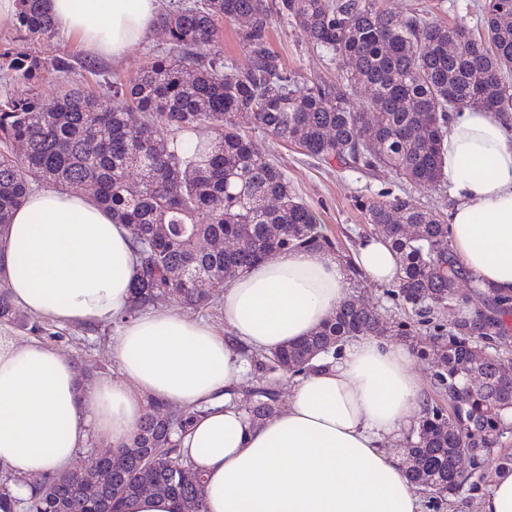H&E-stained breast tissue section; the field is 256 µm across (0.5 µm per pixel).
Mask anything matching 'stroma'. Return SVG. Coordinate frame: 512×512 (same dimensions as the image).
Listing matches in <instances>:
<instances>
[{"label": "stroma", "instance_id": "1", "mask_svg": "<svg viewBox=\"0 0 512 512\" xmlns=\"http://www.w3.org/2000/svg\"><path fill=\"white\" fill-rule=\"evenodd\" d=\"M479 0H386L392 11L409 12L431 10L441 22L451 27H465L473 35H482L478 22ZM269 43L289 71L307 79H335L338 69L330 55L313 46L300 28L273 18ZM167 46L163 30H155L147 40L131 47L118 61L97 59L100 76L133 78L139 69L155 54ZM10 47L29 54L39 62L34 87L44 103H51L58 95L66 76L54 65L57 57L69 58L74 71L71 76L82 80L89 90L99 88V76L90 75L82 67L88 55L72 38L57 35L51 39H33L17 25H0V48ZM234 122L245 134L269 154L270 158L286 175L294 193L306 202L319 216L323 233L334 243L333 255L345 268L349 294L361 303L377 309L386 318L402 323L404 335H391L395 344L408 347L415 373L421 378L429 402L443 403L444 398L435 385L438 358L433 342L439 334L447 332L459 313L468 312L480 304L469 286H462L458 305L434 314L432 320L412 312L395 293L394 286L372 283L356 272L353 256L362 237L370 228L357 206L358 201L382 199L387 195L409 194L428 209L448 215L453 201L443 187L422 189L401 181L388 169L363 171L334 161L325 162L304 154L298 147L267 136L254 124L250 114H235ZM40 332L10 325L9 330L18 340L37 338L57 349L65 356L85 367L91 380L118 377L117 365L112 360L111 339L115 328L110 324L98 325L95 331H85L81 326H60L49 319H40Z\"/></svg>", "mask_w": 512, "mask_h": 512}]
</instances>
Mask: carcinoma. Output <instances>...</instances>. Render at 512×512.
Wrapping results in <instances>:
<instances>
[{
    "label": "carcinoma",
    "instance_id": "1",
    "mask_svg": "<svg viewBox=\"0 0 512 512\" xmlns=\"http://www.w3.org/2000/svg\"><path fill=\"white\" fill-rule=\"evenodd\" d=\"M19 2V27L55 36L44 0ZM275 15L330 52L336 80H305L283 66L267 46ZM479 16L484 34L475 38L424 11L394 12L382 0H190L162 13L169 48L134 78H105L96 94L71 80L51 107L33 88L36 60L5 48L0 59L21 90L0 99V234L36 186L84 187L133 235L141 272L131 316L165 298L204 306L271 253L330 249L316 213L238 131L234 114L251 113L258 128L309 156L383 166L406 182L436 186L450 113L465 106L512 112V0H485ZM222 19L245 22L238 36L251 65L244 71L216 50ZM202 125L211 138L193 136ZM16 145L26 155L22 171L10 156ZM359 208L396 253L397 294L406 304L435 311L459 301L460 282L473 277L449 248L447 220L408 195ZM224 240L236 247L216 246ZM471 288L487 310L461 315L441 336L437 385L449 412L427 405L407 439L409 481L439 498L462 492L484 456L512 434V359L479 343L508 339L512 295ZM392 328L349 296L312 335L255 355V367L294 377L349 340ZM242 396L253 422L276 412L273 383L259 378ZM191 421L153 404L127 446L97 458L95 469L109 471V483L73 475L29 498V512H133L146 492L169 498L174 512H206L204 478L184 462L177 439ZM462 455L466 471L457 466Z\"/></svg>",
    "mask_w": 512,
    "mask_h": 512
}]
</instances>
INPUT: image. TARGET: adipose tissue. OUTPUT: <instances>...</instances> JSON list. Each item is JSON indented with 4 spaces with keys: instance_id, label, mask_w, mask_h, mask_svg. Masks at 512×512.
<instances>
[{
    "instance_id": "adipose-tissue-1",
    "label": "adipose tissue",
    "mask_w": 512,
    "mask_h": 512,
    "mask_svg": "<svg viewBox=\"0 0 512 512\" xmlns=\"http://www.w3.org/2000/svg\"><path fill=\"white\" fill-rule=\"evenodd\" d=\"M57 29L90 53L121 59L157 27L162 0H45ZM443 180L454 205L448 241L484 286L512 292V123L451 113ZM356 266L395 280L386 239L361 240ZM139 255L127 225L83 191L31 192L0 235V286L14 305L62 326L118 322L110 345L120 376L80 389L70 358L0 330V467L30 497L34 475L70 469L89 437L120 447L146 400L186 407L180 451L205 478L208 512H422L417 486L386 447L427 404L409 350L374 336L318 360L287 407L256 423L239 408L240 347L274 352L315 332L347 296L342 266L318 249L274 253L224 290L227 335L169 308L127 317Z\"/></svg>"
}]
</instances>
